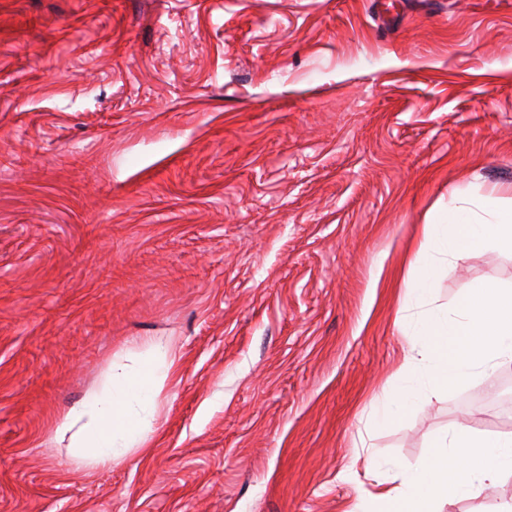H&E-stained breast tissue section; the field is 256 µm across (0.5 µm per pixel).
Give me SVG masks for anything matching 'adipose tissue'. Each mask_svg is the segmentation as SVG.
Here are the masks:
<instances>
[{
    "mask_svg": "<svg viewBox=\"0 0 512 512\" xmlns=\"http://www.w3.org/2000/svg\"><path fill=\"white\" fill-rule=\"evenodd\" d=\"M495 245H512V211L498 213L485 223L456 209L444 224L422 227L419 252L431 264L460 260ZM410 291L422 305L416 326L419 343L407 365L427 364L426 390L437 394L503 362H512V288L478 285L463 297L457 318L445 319L429 310L430 283L419 276ZM175 364L171 350L148 344L142 358L116 363L108 384L61 415L54 438L67 442L78 462L96 469L123 462L130 451L144 447L157 400ZM437 448L455 449L466 479L449 487L437 457L418 469H386L378 503L387 512H441L450 497L477 496L485 486L512 476V433L493 438L455 430L433 442Z\"/></svg>",
    "mask_w": 512,
    "mask_h": 512,
    "instance_id": "obj_1",
    "label": "adipose tissue"
}]
</instances>
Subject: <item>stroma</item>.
<instances>
[{
  "instance_id": "1",
  "label": "stroma",
  "mask_w": 512,
  "mask_h": 512,
  "mask_svg": "<svg viewBox=\"0 0 512 512\" xmlns=\"http://www.w3.org/2000/svg\"><path fill=\"white\" fill-rule=\"evenodd\" d=\"M0 0V512H366L371 459L512 432V362L375 420L426 220L512 204V0ZM512 248L440 265L455 316ZM167 345L149 449L58 416ZM512 477L445 512H498Z\"/></svg>"
}]
</instances>
